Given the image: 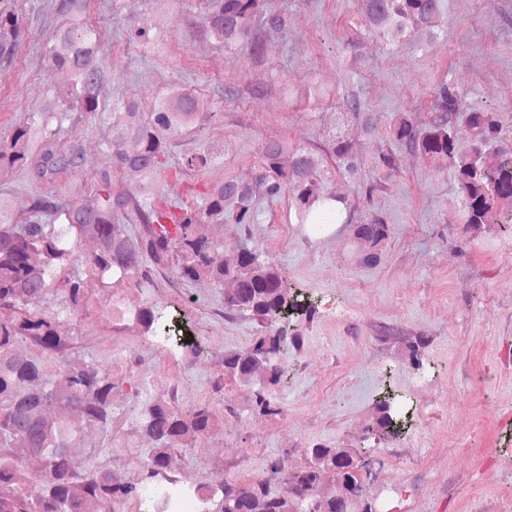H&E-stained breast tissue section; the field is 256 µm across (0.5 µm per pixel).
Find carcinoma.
<instances>
[{
  "mask_svg": "<svg viewBox=\"0 0 512 512\" xmlns=\"http://www.w3.org/2000/svg\"><path fill=\"white\" fill-rule=\"evenodd\" d=\"M451 0H356L357 10L374 33L387 45L415 41L434 34L437 20L448 15ZM205 33L226 52H263L261 28L283 29L287 20L271 6V0H208ZM59 12L69 23L58 28L48 43V62L72 77L71 97L52 98L26 114L11 133L0 138V180L18 171L41 185H54L62 174L82 171L84 152L76 136L60 138L63 120L72 110H99L101 72L93 66L99 52L95 25L86 18L87 0H60ZM24 33L23 19L0 14V64L10 63ZM213 116L207 102L184 88H175L156 100L151 111H140L134 99L112 107L108 136L103 143L112 157V169L95 174L101 201L86 206L78 200L61 202L62 193L40 194L33 199L24 221L14 218L6 199L0 197V309L13 311L0 319V512H88L87 504L122 507L129 502L153 503V512H174L172 496L160 487L170 481L174 453L201 434L217 430L215 411L200 406L186 412L172 407L162 395L139 404L137 425L152 448L145 462L146 479L125 483L106 468L85 469L71 453L81 429L65 419L48 415L54 404L80 415L88 426L105 429L112 423V372L89 361L67 356L71 337L58 332L60 317L74 318L87 304L84 288L72 267L106 285L111 280L139 284L150 279L151 269L168 270L183 282L209 281L231 288L224 293L229 311L248 314L261 327L251 346L224 354V376L255 387L250 409L264 416L279 409L270 391L286 374L283 350L296 346L301 334L288 335L281 322L290 316L314 318L315 308L291 291L278 265L259 251L243 246L231 261L221 257L223 243L198 232L201 224H221L226 218L247 226L258 223L257 202L291 199L294 223L313 233L339 221L327 182L340 171L355 177L362 158L354 150L355 130L374 127L371 114L362 111L354 95L343 99L336 127L328 133L327 152L332 163L323 165L310 152H289L280 139H267L252 181L226 178L205 192L201 201L164 203L149 197L148 182L158 173L172 170L176 177L200 172L210 164L205 148L183 154L169 168L171 148L184 132ZM464 123L469 140L461 143L455 126ZM502 112L496 107L464 104L453 84L444 80L436 89V105L430 123L421 128L411 113L400 112L387 128L400 146L427 156L437 167L452 173L458 188L455 221L471 227L498 224L512 212V149L499 146ZM497 155L487 162L489 153ZM128 170L140 173L143 182L117 188L114 181ZM143 231L130 233L129 225ZM390 229L379 217L357 224L353 230L355 259L361 266L378 265L385 253ZM90 238L96 249L80 251ZM52 289L65 294L57 311H45L38 302ZM143 332L153 334L158 317L147 306L135 313ZM37 353L24 357L16 352L20 342ZM56 361L55 373L47 362ZM389 399L378 402L373 432H395ZM24 448L41 462L31 474L10 449ZM310 461L299 468L274 459L270 467L283 472L284 488L272 491L260 479H221L199 486L183 497L191 506L198 499L203 512H349V503L362 496L359 466L348 448L316 444ZM338 491H321L326 477Z\"/></svg>",
  "mask_w": 512,
  "mask_h": 512,
  "instance_id": "1",
  "label": "carcinoma"
}]
</instances>
